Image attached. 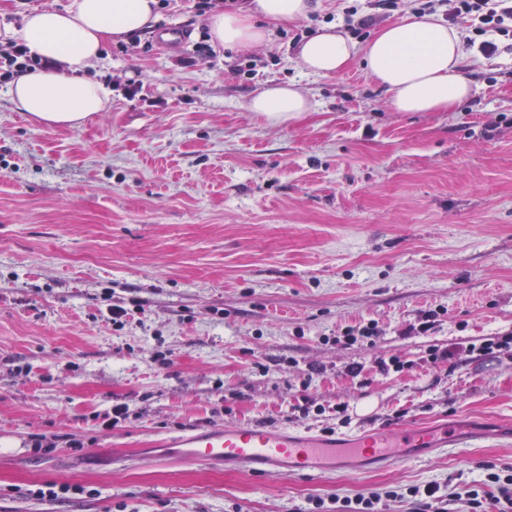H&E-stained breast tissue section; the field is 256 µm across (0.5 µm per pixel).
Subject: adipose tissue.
<instances>
[{
    "instance_id": "adipose-tissue-1",
    "label": "adipose tissue",
    "mask_w": 512,
    "mask_h": 512,
    "mask_svg": "<svg viewBox=\"0 0 512 512\" xmlns=\"http://www.w3.org/2000/svg\"><path fill=\"white\" fill-rule=\"evenodd\" d=\"M157 7V0H70L61 10L30 11L21 28L5 26L0 37L18 40L31 54L53 62L52 68L28 71L11 81L16 110L50 125L72 127L106 111L109 89L84 73L103 56L107 40L150 28ZM312 8V0H248L241 12L211 15L210 40L217 46L253 50L267 39L254 16L295 21ZM463 38L437 15H409L382 27L361 49L341 27H325L298 46L297 57L308 72L324 77L341 75L362 59L366 73L383 87L396 111L447 112L472 94V81L462 71ZM248 109L287 120L310 111L311 104L291 82L266 87Z\"/></svg>"
}]
</instances>
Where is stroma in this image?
<instances>
[{
  "instance_id": "35a3bbf8",
  "label": "stroma",
  "mask_w": 512,
  "mask_h": 512,
  "mask_svg": "<svg viewBox=\"0 0 512 512\" xmlns=\"http://www.w3.org/2000/svg\"><path fill=\"white\" fill-rule=\"evenodd\" d=\"M342 8L319 0L266 46H214L187 67L208 17L162 0L146 37L177 25L189 41L109 42L88 71L113 82L109 106L78 127L37 122L0 87V512H309L429 482L467 512L465 483L512 467L497 435L512 422V347L429 359L512 334V36L493 56L466 46L470 100L398 112L360 61L332 77L297 61L298 29ZM288 81L314 111H249ZM115 304L141 310L117 330ZM436 308L435 330L406 334ZM370 322L374 343H338ZM392 356L409 369L380 373ZM306 398L324 413L299 417ZM116 403L128 419L102 427ZM401 421L449 423L469 445L322 477L144 459L224 424L349 437ZM35 435L59 442L37 454ZM44 483L85 492L31 496ZM512 338L509 337H502L499 338L497 336L484 339L481 341L478 345L475 343H469L465 346H452L448 347V349L439 350L436 349L431 354L432 362L436 363L437 361H443V360H458V361H464L468 359L476 358L474 354L478 356L486 355V354H492L494 351H500L504 348H508V344H511Z\"/></svg>"
}]
</instances>
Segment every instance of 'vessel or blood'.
<instances>
[{
    "mask_svg": "<svg viewBox=\"0 0 512 512\" xmlns=\"http://www.w3.org/2000/svg\"><path fill=\"white\" fill-rule=\"evenodd\" d=\"M458 433L440 424L426 430L399 425L360 436L291 435L251 426L189 432L176 439L171 462L221 464L256 476L314 477L371 464L390 466L450 445L462 446Z\"/></svg>",
    "mask_w": 512,
    "mask_h": 512,
    "instance_id": "vessel-or-blood-1",
    "label": "vessel or blood"
}]
</instances>
